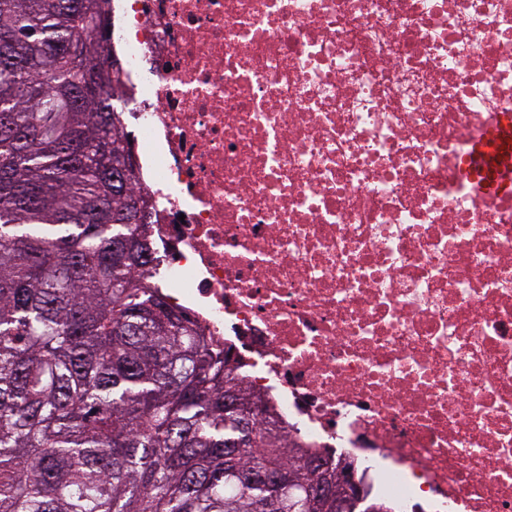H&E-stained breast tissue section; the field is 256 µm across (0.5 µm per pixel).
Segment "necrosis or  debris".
Returning a JSON list of instances; mask_svg holds the SVG:
<instances>
[{"label":"necrosis or debris","mask_w":512,"mask_h":512,"mask_svg":"<svg viewBox=\"0 0 512 512\" xmlns=\"http://www.w3.org/2000/svg\"><path fill=\"white\" fill-rule=\"evenodd\" d=\"M167 303L398 512H512V0H115ZM476 162L494 172L492 185L512 186V120L492 129L476 147Z\"/></svg>","instance_id":"4bbe7bcc"}]
</instances>
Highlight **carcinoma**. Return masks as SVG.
<instances>
[{"label":"carcinoma","mask_w":512,"mask_h":512,"mask_svg":"<svg viewBox=\"0 0 512 512\" xmlns=\"http://www.w3.org/2000/svg\"><path fill=\"white\" fill-rule=\"evenodd\" d=\"M106 2L0 0V512H335L338 468L149 283Z\"/></svg>","instance_id":"obj_1"}]
</instances>
